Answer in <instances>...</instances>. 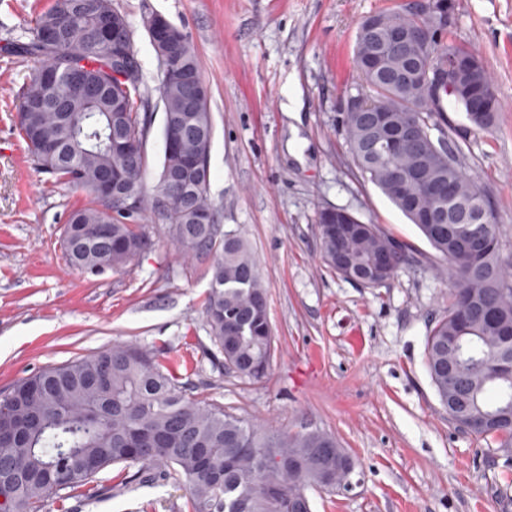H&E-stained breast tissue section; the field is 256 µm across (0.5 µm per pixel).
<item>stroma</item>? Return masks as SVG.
Masks as SVG:
<instances>
[{"instance_id": "obj_1", "label": "stroma", "mask_w": 512, "mask_h": 512, "mask_svg": "<svg viewBox=\"0 0 512 512\" xmlns=\"http://www.w3.org/2000/svg\"><path fill=\"white\" fill-rule=\"evenodd\" d=\"M51 0H0V40L29 32ZM413 0H112L133 32L142 89L160 66L144 27L158 13L187 34L211 90L209 195L224 230L241 233L267 293L274 354L249 380L212 368L203 304L212 258L182 256L164 225L153 245L101 275L72 267L60 240L89 196L37 170L17 122L37 62L0 53V392L120 344L175 359L194 398L268 429L335 436L351 456V490L309 491L312 512H512V460L448 418L425 340L448 307L442 257L355 169L342 114L361 78L355 39L369 15ZM450 39L478 50L502 104L494 133L448 112L462 163L496 210L512 256V0H455ZM380 225L420 257L365 288L323 260L318 209ZM49 502L43 512H189L184 485L122 484Z\"/></svg>"}]
</instances>
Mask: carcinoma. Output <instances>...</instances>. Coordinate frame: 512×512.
Segmentation results:
<instances>
[{"label": "carcinoma", "instance_id": "carcinoma-1", "mask_svg": "<svg viewBox=\"0 0 512 512\" xmlns=\"http://www.w3.org/2000/svg\"><path fill=\"white\" fill-rule=\"evenodd\" d=\"M376 17L380 29L372 32L361 22L354 47L353 63L366 85L362 101L386 111L387 134L414 126L418 136L398 151L383 142L367 149L366 113L347 112V148L361 176L417 226L448 264V311L426 340L428 371L441 404L457 426L465 425L467 411L458 404L456 387L448 386V365L453 364L466 383L470 410L491 418L468 433L499 438L509 457L512 374L500 368V361L512 356V341L501 335L512 332V278L504 272L502 247L481 252L467 245L466 234L448 235L446 216L465 213L466 224L481 216L487 235L499 241L496 213L480 181L463 167L459 144L448 137L446 150L435 152L426 139L434 118L444 117L448 107L463 113L472 127L493 131L499 96L484 97L493 85L485 60L466 45L444 42L437 16L410 6ZM50 27L58 31L54 42L43 39ZM395 30L422 33L421 62L445 64L451 54L467 64L447 104L429 106L428 88L421 82L393 80L404 65L388 47ZM114 32L122 36V53L136 55L130 25L112 0H53L36 17L27 40L0 47L40 60L19 104L26 115L20 131L38 169L92 198L90 206L69 217L62 239L67 260L94 275L126 264L152 246L151 237L135 223L137 216L150 213L168 227L185 254L214 253L204 308L217 349L213 360L240 377L260 379L274 352L268 313L245 332L238 324L266 298L262 277L247 242L217 223L208 186L199 185L202 152L213 134L209 102L202 101L196 112L183 111L190 88L178 81L167 86L162 99L163 143L173 127L193 135L163 149L158 187H165L167 174L177 171L187 201L175 199L160 210L145 199L139 210L127 212L112 195L103 194L105 181L117 189L143 190L147 169L150 103L141 79L129 86L116 77L122 69L112 64ZM375 54L383 58V71L363 69L361 63ZM176 65L187 74H201L187 37ZM74 76L86 95L72 96ZM442 185L454 187L452 198L436 197ZM316 222L324 260L346 280L374 288L408 262L405 247L376 224L353 222L338 243L335 224L320 212ZM385 249L393 252V271L359 279L357 272L371 268ZM338 452L344 449L321 430L272 431L200 402L179 382L172 362L136 346L112 347L45 369L0 394V512H38L50 501L92 489L97 475L112 465L137 468L128 476L131 482L160 478L184 484L191 512H288V501L308 502L310 489L334 492L346 486L340 473L335 483L324 482ZM270 458L294 468L270 467Z\"/></svg>", "mask_w": 512, "mask_h": 512}]
</instances>
